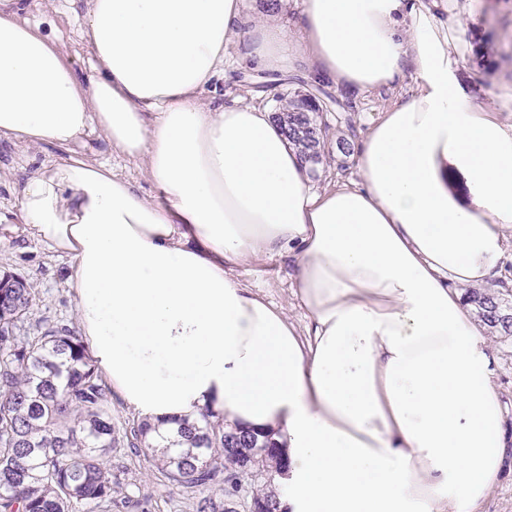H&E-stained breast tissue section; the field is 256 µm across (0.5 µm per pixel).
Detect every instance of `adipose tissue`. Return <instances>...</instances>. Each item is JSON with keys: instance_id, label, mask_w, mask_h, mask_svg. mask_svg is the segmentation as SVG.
<instances>
[{"instance_id": "ef3b65f1", "label": "adipose tissue", "mask_w": 512, "mask_h": 512, "mask_svg": "<svg viewBox=\"0 0 512 512\" xmlns=\"http://www.w3.org/2000/svg\"><path fill=\"white\" fill-rule=\"evenodd\" d=\"M0 10V140L99 133L160 200L72 157L15 185L30 234L69 258L83 337L155 425L209 410L269 437L289 512H476L507 447L494 359L464 287L512 231V122L462 78L455 0H302L297 30L242 0H85L76 71ZM364 93L415 85L364 136L360 179L317 192L271 112L205 99L224 48ZM289 255L309 323L235 273Z\"/></svg>"}]
</instances>
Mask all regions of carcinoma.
<instances>
[{"mask_svg": "<svg viewBox=\"0 0 512 512\" xmlns=\"http://www.w3.org/2000/svg\"><path fill=\"white\" fill-rule=\"evenodd\" d=\"M277 120L305 161L320 158L322 127L310 117L320 111L317 97L279 95ZM478 317L493 333L512 335V289L469 288L465 292ZM27 281L0 273V512H112L109 463L119 444V431L109 412L110 391L102 381L73 323L43 318L36 333L21 335L34 315ZM233 432L211 414L178 421L164 434L143 419L124 430L132 448H154V437L168 452L155 459L159 473L197 499L196 512H238L237 485L224 478L229 449L224 438ZM242 448L257 437L234 432ZM261 472L250 485L247 512H277L284 490L274 484L283 468L277 448L243 456ZM224 486V496L213 489Z\"/></svg>", "mask_w": 512, "mask_h": 512, "instance_id": "carcinoma-1", "label": "carcinoma"}]
</instances>
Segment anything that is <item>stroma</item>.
Here are the masks:
<instances>
[{
  "label": "stroma",
  "instance_id": "obj_1",
  "mask_svg": "<svg viewBox=\"0 0 512 512\" xmlns=\"http://www.w3.org/2000/svg\"><path fill=\"white\" fill-rule=\"evenodd\" d=\"M27 20L40 24L43 32L54 33L58 50L66 63L76 70L87 64V47L82 36L81 21L68 0H27ZM483 7L468 17L460 35L463 75L477 90L485 104L502 110L512 119V105L503 106L506 89L512 87V0H482ZM238 47L228 44L224 49V79L221 90H232L241 100L277 111V95L311 92L324 88L334 100L326 104L317 122L326 128L325 148L321 161L311 175L314 187L323 189L336 182L357 179L354 153L339 150V141L356 144L382 112L401 98L412 77L403 85L383 87L368 94L344 92L324 79L314 82L301 74L289 75L279 81L277 72H261L239 66ZM105 163L114 172L137 186L147 196L155 188L135 163L113 154L102 136L91 133L73 150L47 146L27 147L0 142V236L6 246L0 247V271L22 275L33 288L38 314L50 319L73 321L77 318L75 298L66 284L68 258L48 251L32 238L20 223L13 186L24 173L39 167H52L69 152ZM292 261L288 256L262 258L238 270L241 280L268 301L281 306L297 324H305L306 312L290 288ZM496 361V384L504 407L508 442L512 443V336L489 335ZM112 474L117 477L118 496L143 493L149 496L150 512H193L181 488L165 481L156 470L149 450L120 448L110 459Z\"/></svg>",
  "mask_w": 512,
  "mask_h": 512
}]
</instances>
